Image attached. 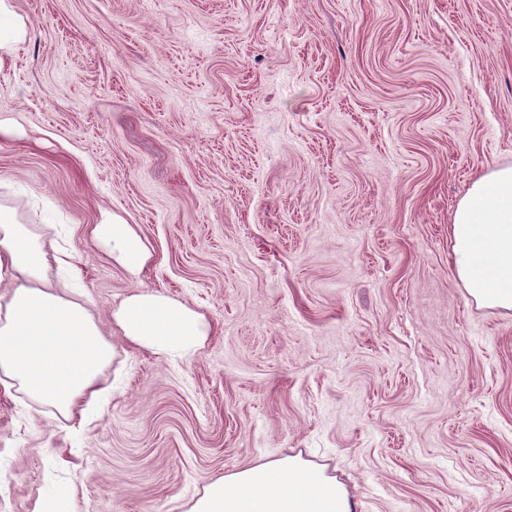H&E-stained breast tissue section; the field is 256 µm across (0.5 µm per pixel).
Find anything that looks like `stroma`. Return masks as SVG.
Segmentation results:
<instances>
[{"instance_id":"stroma-1","label":"stroma","mask_w":512,"mask_h":512,"mask_svg":"<svg viewBox=\"0 0 512 512\" xmlns=\"http://www.w3.org/2000/svg\"><path fill=\"white\" fill-rule=\"evenodd\" d=\"M0 205L65 245L116 355L60 415L0 385V512H188L297 457L352 512H512V310L450 266L512 165V0H10ZM154 251L139 280L102 214ZM203 314L172 363L136 287ZM112 318L127 342L171 361L188 358L210 333L203 314L150 288L128 295Z\"/></svg>"}]
</instances>
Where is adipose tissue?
<instances>
[{
	"label": "adipose tissue",
	"mask_w": 512,
	"mask_h": 512,
	"mask_svg": "<svg viewBox=\"0 0 512 512\" xmlns=\"http://www.w3.org/2000/svg\"><path fill=\"white\" fill-rule=\"evenodd\" d=\"M92 234L131 275L153 257L119 216ZM449 238L452 272L469 296L512 310V166L476 177L456 205ZM48 265L37 234L0 207V384L69 416L96 399V380L115 347L72 281L48 279ZM112 318L127 342L171 361L188 358L210 333L203 314L150 288L128 295ZM189 512H350V505L335 479L288 457L211 482Z\"/></svg>",
	"instance_id": "1"
}]
</instances>
